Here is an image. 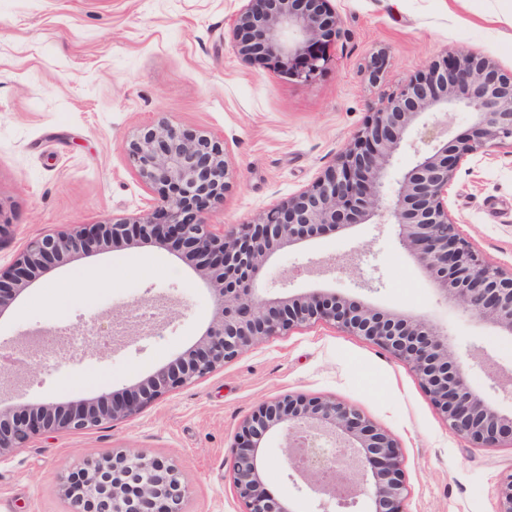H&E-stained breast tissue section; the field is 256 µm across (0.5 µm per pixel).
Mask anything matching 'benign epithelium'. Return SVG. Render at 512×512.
<instances>
[{
  "label": "benign epithelium",
  "instance_id": "obj_1",
  "mask_svg": "<svg viewBox=\"0 0 512 512\" xmlns=\"http://www.w3.org/2000/svg\"><path fill=\"white\" fill-rule=\"evenodd\" d=\"M227 35L250 67L312 82L326 69L327 48L343 36L334 0H240ZM466 111L472 124L450 136L451 115ZM512 145V73L475 52L432 60L394 94L371 108L333 163L309 186L273 201L245 224H213L212 212L230 180L225 143L204 131L165 120L123 144L129 165L151 194L149 209L102 224L74 226L30 239L10 266L0 268V318L42 275L64 261L89 262L108 249L152 247L188 259L208 284L214 312L200 341L159 366L139 384L112 396L67 404L0 406V462L35 439L130 419L167 395L206 376L272 338L323 325L363 338L405 364L433 407L467 448L512 447V369L492 371L488 355L470 346V362L448 327L423 314L395 313L326 288L284 292L287 278L269 277V262L307 241L355 224L397 227L401 249L431 283L439 302L512 338V267L492 261L467 239L448 208L459 168ZM416 161L394 167L404 148ZM365 247L345 263L355 284L374 293L381 279L364 277ZM173 310L165 297H148L113 313L50 333L42 348L62 352L85 328L92 349L160 336ZM488 374L483 390L473 371ZM284 438L278 464L298 475L314 512H344L361 498L362 512H409V490L399 443L357 407L328 396L285 392L259 403L240 423L229 473L241 512H297L264 480L263 443ZM70 512H186L188 488L168 460L134 448L87 459L61 477ZM495 512H512V473L501 483Z\"/></svg>",
  "mask_w": 512,
  "mask_h": 512
}]
</instances>
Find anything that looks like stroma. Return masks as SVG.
I'll list each match as a JSON object with an SVG mask.
<instances>
[{"label":"stroma","mask_w":512,"mask_h":512,"mask_svg":"<svg viewBox=\"0 0 512 512\" xmlns=\"http://www.w3.org/2000/svg\"><path fill=\"white\" fill-rule=\"evenodd\" d=\"M239 0H0V265L53 230L143 211L150 194L122 152L145 124L166 119L225 141L231 185L216 224L254 220L273 200L313 182L366 121L369 107L442 52L473 51L512 71V0H336L344 31L326 70L301 83L246 67L224 40ZM386 57L380 82L366 68ZM449 208L473 245L512 266V147L465 163ZM371 242L380 292L340 272H301L308 259ZM291 292L328 288L402 313H425L512 367V343L438 304L399 249L389 224H360L277 255ZM178 302L163 336L98 355L70 350L26 376L29 401L92 398L137 384L195 344L213 298L184 259L163 250L110 251L35 283L0 319V341L76 326L140 301ZM292 391L355 405L400 444L409 512H494L511 448H467L439 418L404 365L365 340L325 326L259 344L224 368L129 420L53 434L0 462V512H69L58 491L72 465L116 448L176 463L188 512H240L227 462L242 419ZM280 435L266 440L268 489L298 512L313 505L276 465Z\"/></svg>","instance_id":"35a3bbf8"}]
</instances>
